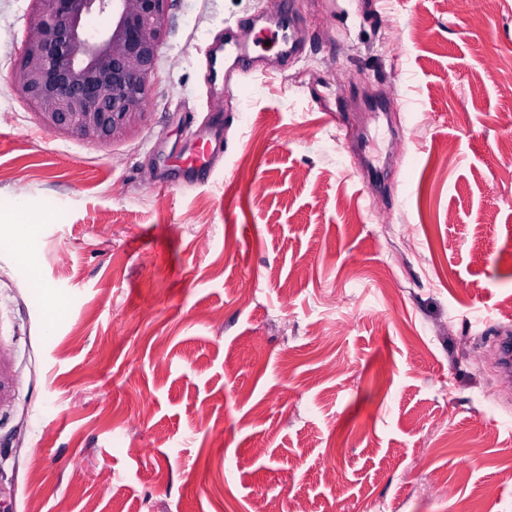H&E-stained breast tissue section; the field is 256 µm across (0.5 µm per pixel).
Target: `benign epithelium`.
I'll list each match as a JSON object with an SVG mask.
<instances>
[{
	"label": "benign epithelium",
	"instance_id": "1",
	"mask_svg": "<svg viewBox=\"0 0 512 512\" xmlns=\"http://www.w3.org/2000/svg\"><path fill=\"white\" fill-rule=\"evenodd\" d=\"M10 74L45 131L109 142L144 115L172 0H31ZM109 14L92 35L86 19Z\"/></svg>",
	"mask_w": 512,
	"mask_h": 512
}]
</instances>
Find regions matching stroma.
Wrapping results in <instances>:
<instances>
[{
  "label": "stroma",
  "instance_id": "35a3bbf8",
  "mask_svg": "<svg viewBox=\"0 0 512 512\" xmlns=\"http://www.w3.org/2000/svg\"><path fill=\"white\" fill-rule=\"evenodd\" d=\"M477 2L173 0L144 117L99 143L14 89L31 2L0 0V512H512V389L476 365L512 326V0ZM287 13L285 60L253 40ZM228 27L254 63L217 81ZM230 44L229 52L235 55V61H241L243 64L249 58V51L246 46L236 41L226 43L225 46L222 43H218L210 48L209 50V64L212 72L217 78L221 64L224 65V50L226 51V45ZM222 123L220 120H214L213 124L207 129L195 130V137L201 141L199 149L190 154L182 167L189 173L209 172L210 157L224 154V133H222Z\"/></svg>",
  "mask_w": 512,
  "mask_h": 512
}]
</instances>
